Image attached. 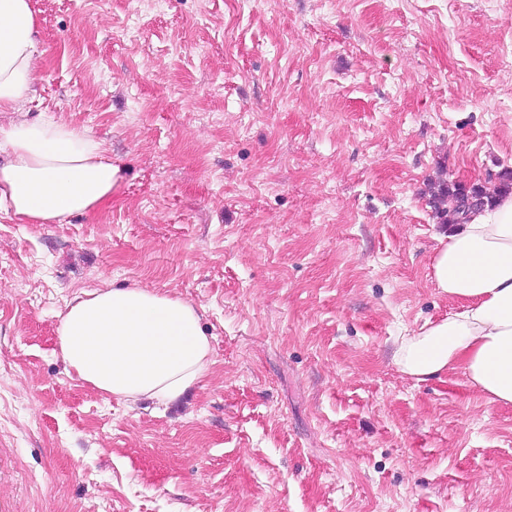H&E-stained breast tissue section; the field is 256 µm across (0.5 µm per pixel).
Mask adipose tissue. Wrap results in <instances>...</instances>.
Listing matches in <instances>:
<instances>
[{"mask_svg": "<svg viewBox=\"0 0 512 512\" xmlns=\"http://www.w3.org/2000/svg\"><path fill=\"white\" fill-rule=\"evenodd\" d=\"M39 41L31 0H0V112L15 115L0 125V214L63 224L108 199L120 169L86 129L20 116L36 93ZM431 277L466 306L403 337L397 367L419 380L459 370L487 403L512 405V192L454 229ZM57 344L73 376L125 403L175 400L214 364L197 309L142 286L84 292L62 315Z\"/></svg>", "mask_w": 512, "mask_h": 512, "instance_id": "1", "label": "adipose tissue"}]
</instances>
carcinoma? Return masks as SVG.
<instances>
[{
	"label": "carcinoma",
	"instance_id": "carcinoma-1",
	"mask_svg": "<svg viewBox=\"0 0 512 512\" xmlns=\"http://www.w3.org/2000/svg\"><path fill=\"white\" fill-rule=\"evenodd\" d=\"M502 191H512L511 171L499 177V183L492 191L479 184L441 183L431 191L433 217L439 224H460L468 212L491 204Z\"/></svg>",
	"mask_w": 512,
	"mask_h": 512
}]
</instances>
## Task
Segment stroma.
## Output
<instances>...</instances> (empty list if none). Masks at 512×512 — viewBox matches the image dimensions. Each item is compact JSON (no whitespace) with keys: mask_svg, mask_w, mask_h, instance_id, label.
<instances>
[{"mask_svg":"<svg viewBox=\"0 0 512 512\" xmlns=\"http://www.w3.org/2000/svg\"><path fill=\"white\" fill-rule=\"evenodd\" d=\"M29 116L121 169L65 224L0 214V512H512V405L424 381L432 182L512 171V0H32ZM139 285L215 361L132 406L70 375L61 315Z\"/></svg>","mask_w":512,"mask_h":512,"instance_id":"stroma-1","label":"stroma"}]
</instances>
